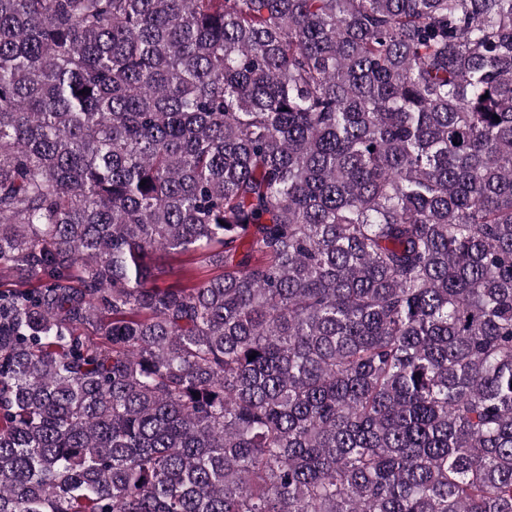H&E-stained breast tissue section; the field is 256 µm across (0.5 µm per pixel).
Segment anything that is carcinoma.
<instances>
[{
  "label": "carcinoma",
  "mask_w": 512,
  "mask_h": 512,
  "mask_svg": "<svg viewBox=\"0 0 512 512\" xmlns=\"http://www.w3.org/2000/svg\"><path fill=\"white\" fill-rule=\"evenodd\" d=\"M1 271L0 512H512V0H0ZM184 259V257H174L165 254L156 255V263L164 270V274L157 280L158 286L166 287L178 281L183 282L182 263Z\"/></svg>",
  "instance_id": "1"
}]
</instances>
